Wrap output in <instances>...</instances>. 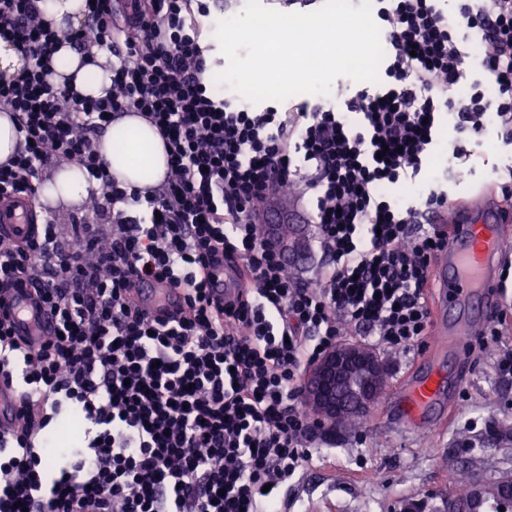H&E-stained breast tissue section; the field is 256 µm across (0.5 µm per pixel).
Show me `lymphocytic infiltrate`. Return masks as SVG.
Here are the masks:
<instances>
[{
    "mask_svg": "<svg viewBox=\"0 0 512 512\" xmlns=\"http://www.w3.org/2000/svg\"><path fill=\"white\" fill-rule=\"evenodd\" d=\"M94 0L76 28L48 24L40 0H0V39L19 67L0 74V112L19 136L0 163V200L39 192L55 163L99 183L71 219L47 211L37 235L0 238V378L22 395L0 429V512H271L278 491L313 458L300 409L303 374L338 344L341 324L383 350L421 346L430 326V264L443 245L424 227L448 194L419 205L378 188L416 180L446 113L458 133L488 118L512 130V0H377L394 55L384 91L345 110L252 112L209 92L202 44L207 0ZM481 33L494 96L467 81L462 34ZM111 51L103 96L53 82L63 45ZM135 112L167 149L160 186L124 187L96 145ZM312 194L310 221L328 262L315 280L289 276L283 252L260 238V209L282 188ZM244 261L236 303L207 283L225 256ZM152 278L183 302L152 317L136 298ZM32 289L56 333L31 344L12 329L10 298ZM71 413L83 444L48 439Z\"/></svg>",
    "mask_w": 512,
    "mask_h": 512,
    "instance_id": "1",
    "label": "lymphocytic infiltrate"
}]
</instances>
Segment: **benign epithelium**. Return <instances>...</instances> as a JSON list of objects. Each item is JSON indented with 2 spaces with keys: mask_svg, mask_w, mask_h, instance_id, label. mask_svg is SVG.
<instances>
[{
  "mask_svg": "<svg viewBox=\"0 0 512 512\" xmlns=\"http://www.w3.org/2000/svg\"><path fill=\"white\" fill-rule=\"evenodd\" d=\"M267 234L288 257L294 259L304 253L300 240L282 234V225H267ZM385 371L384 363L359 344L330 349L307 370L303 397L308 414L317 426L334 429L345 411L369 410L376 402L378 381Z\"/></svg>",
  "mask_w": 512,
  "mask_h": 512,
  "instance_id": "1",
  "label": "benign epithelium"
}]
</instances>
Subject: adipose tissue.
Segmentation results:
<instances>
[{
    "label": "adipose tissue",
    "instance_id": "adipose-tissue-1",
    "mask_svg": "<svg viewBox=\"0 0 512 512\" xmlns=\"http://www.w3.org/2000/svg\"><path fill=\"white\" fill-rule=\"evenodd\" d=\"M93 63L62 47L53 58L54 82H71L83 96H101L111 85L112 56L104 50L93 53ZM98 150L109 171L121 182L139 187L160 184L167 172V154L157 129L143 118L130 115L109 125L98 142Z\"/></svg>",
    "mask_w": 512,
    "mask_h": 512
}]
</instances>
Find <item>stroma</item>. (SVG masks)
Returning <instances> with one entry per match:
<instances>
[{
    "instance_id": "stroma-1",
    "label": "stroma",
    "mask_w": 512,
    "mask_h": 512,
    "mask_svg": "<svg viewBox=\"0 0 512 512\" xmlns=\"http://www.w3.org/2000/svg\"><path fill=\"white\" fill-rule=\"evenodd\" d=\"M363 88V83L340 77L330 95L298 94L277 108L320 104L342 110ZM458 144L465 146L466 156L454 155ZM511 170L512 133L490 122L482 134L467 137L444 114L415 183L386 184L379 192L390 201L413 203L418 186L431 185L457 200L495 192ZM495 287L505 317L500 342L461 356L437 355L443 365L462 369L447 396L446 417L413 434L399 432L396 417L380 399L358 432L320 433L312 462L280 493L283 512H442L453 495L456 472L470 471L483 487L512 477V375L496 367L501 345H512V252L496 267ZM434 341L429 334L421 348L382 352L387 389L408 383Z\"/></svg>"
}]
</instances>
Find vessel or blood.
Instances as JSON below:
<instances>
[{
    "instance_id": "1",
    "label": "vessel or blood",
    "mask_w": 512,
    "mask_h": 512,
    "mask_svg": "<svg viewBox=\"0 0 512 512\" xmlns=\"http://www.w3.org/2000/svg\"><path fill=\"white\" fill-rule=\"evenodd\" d=\"M40 215L36 199L14 196L0 204V230L15 239L27 237ZM425 221L445 237L443 248L431 262L430 284L437 290L432 303L433 328L436 334L447 336L449 349L461 351L475 335V323L461 319L452 325L448 317L472 307L485 319L497 314L499 304L492 291L493 275L499 256L512 250V208L498 200L471 207L457 203L449 211L428 212ZM245 275L239 261H226L224 274L216 281L215 296L228 303L234 301ZM137 297L153 316L176 301L172 290L151 281L141 284ZM12 303L20 309L12 319L15 335L38 344L53 333V319L38 310L28 293L14 294ZM449 385L444 369L435 363L429 364L426 373L412 379L399 399L402 428H417L426 412L443 400ZM19 409L20 398L13 385L0 379V427L10 426Z\"/></svg>"
}]
</instances>
